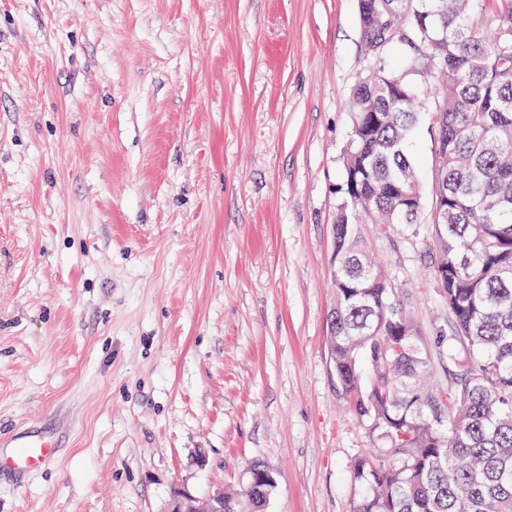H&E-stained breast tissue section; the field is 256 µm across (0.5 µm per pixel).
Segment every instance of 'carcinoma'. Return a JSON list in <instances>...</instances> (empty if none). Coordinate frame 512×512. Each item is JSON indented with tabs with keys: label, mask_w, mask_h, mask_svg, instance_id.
<instances>
[{
	"label": "carcinoma",
	"mask_w": 512,
	"mask_h": 512,
	"mask_svg": "<svg viewBox=\"0 0 512 512\" xmlns=\"http://www.w3.org/2000/svg\"><path fill=\"white\" fill-rule=\"evenodd\" d=\"M359 0L361 36H383L351 93L352 130L334 224L329 344L355 415L386 442L350 464L353 512H512V0ZM437 75L432 204L407 141L418 123L409 75ZM422 231L451 318L448 354L469 358L444 400L401 285L362 250L358 225Z\"/></svg>",
	"instance_id": "carcinoma-1"
}]
</instances>
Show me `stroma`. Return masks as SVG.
Segmentation results:
<instances>
[{"instance_id":"35a3bbf8","label":"stroma","mask_w":512,"mask_h":512,"mask_svg":"<svg viewBox=\"0 0 512 512\" xmlns=\"http://www.w3.org/2000/svg\"><path fill=\"white\" fill-rule=\"evenodd\" d=\"M358 0H0V434L56 430L0 512H167L175 487L352 512L379 447L330 366ZM408 149L430 189L434 137ZM451 390L404 225H361Z\"/></svg>"}]
</instances>
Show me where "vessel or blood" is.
<instances>
[{
	"label": "vessel or blood",
	"instance_id": "obj_1",
	"mask_svg": "<svg viewBox=\"0 0 512 512\" xmlns=\"http://www.w3.org/2000/svg\"><path fill=\"white\" fill-rule=\"evenodd\" d=\"M4 445L0 451V472H27L53 461L58 441L54 433L32 424L5 440Z\"/></svg>",
	"mask_w": 512,
	"mask_h": 512
}]
</instances>
